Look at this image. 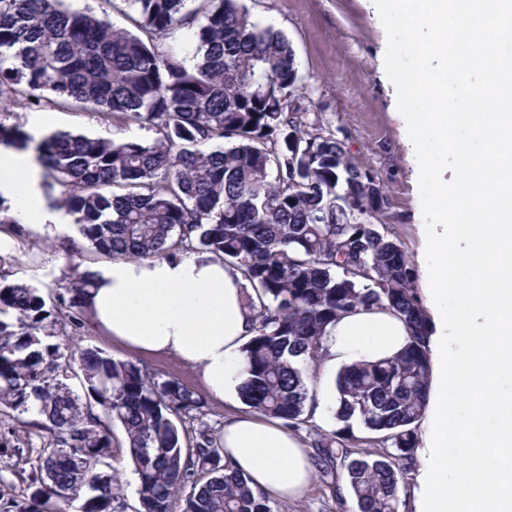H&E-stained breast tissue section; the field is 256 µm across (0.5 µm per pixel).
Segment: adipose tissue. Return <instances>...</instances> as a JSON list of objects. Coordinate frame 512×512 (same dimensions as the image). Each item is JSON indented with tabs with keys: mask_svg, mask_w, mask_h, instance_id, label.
<instances>
[{
	"mask_svg": "<svg viewBox=\"0 0 512 512\" xmlns=\"http://www.w3.org/2000/svg\"><path fill=\"white\" fill-rule=\"evenodd\" d=\"M34 152L0 144V202L19 224L45 231L67 221L50 205ZM82 305L106 337L140 354H164L198 369L209 390L223 395L242 380V347L251 336L241 274L209 253L162 259H115L89 269ZM408 336L403 321L385 311L341 317L323 359L325 369L389 358ZM224 457L275 498H297L314 466L300 439L254 415L231 419L220 437Z\"/></svg>",
	"mask_w": 512,
	"mask_h": 512,
	"instance_id": "ef3b65f1",
	"label": "adipose tissue"
}]
</instances>
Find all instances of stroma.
I'll return each instance as SVG.
<instances>
[{
  "label": "stroma",
  "instance_id": "stroma-1",
  "mask_svg": "<svg viewBox=\"0 0 512 512\" xmlns=\"http://www.w3.org/2000/svg\"><path fill=\"white\" fill-rule=\"evenodd\" d=\"M261 24L280 31L290 42L297 63V92L307 111L308 131L332 133L343 141L347 154L360 169L383 181L388 207L374 217L409 255L414 269H421L424 222L419 166L404 118L397 108V94L386 75L384 59L387 36L373 0H244ZM47 132L76 131L91 137L109 131L91 113L43 108ZM13 261L6 272L43 293L58 296L76 282L85 269L104 264L79 234L76 224L63 225L53 233L16 226L12 237ZM50 343L63 347L76 343L102 350L118 360L132 361L158 380H174L201 396L204 416L186 419L189 429L207 425L220 436L231 415L247 413L240 398L226 399L209 392L197 369L167 355L133 354L102 335L91 321L81 327L67 320L48 324ZM28 413H0V512L8 499L20 498L26 483L38 475L36 457L41 440L26 433ZM276 512H357L341 462L315 477L295 500H276Z\"/></svg>",
  "mask_w": 512,
  "mask_h": 512
}]
</instances>
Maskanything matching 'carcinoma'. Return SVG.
Here are the masks:
<instances>
[{
	"label": "carcinoma",
	"instance_id": "1",
	"mask_svg": "<svg viewBox=\"0 0 512 512\" xmlns=\"http://www.w3.org/2000/svg\"><path fill=\"white\" fill-rule=\"evenodd\" d=\"M129 2L136 34L64 0H0V134L20 136L6 121L43 107L89 111L112 128L109 137L46 136L44 179L60 187L101 255L202 250L241 273L253 336L238 395L269 418L305 423L337 319L398 314L409 327L405 347L338 371L342 427L316 441L349 459L358 512H397L399 461L412 456L426 407L427 316L406 252L368 221L388 205L381 183L348 161L333 134L302 130L300 113L288 111L294 51L241 0ZM186 29L197 38L191 65L172 44ZM133 127L155 137L131 136ZM88 287L82 277L67 304L49 305L33 286L0 278V407L32 412L25 427L46 434L39 477L17 512H70L78 488L88 491L79 512H116V477L105 466L121 446L138 475L140 512H273L219 440L184 430L179 419L202 407L192 391L97 349L64 354L44 340L62 307L76 324ZM74 363L81 394L60 379ZM107 420L120 422L125 443ZM355 425L374 437H355ZM363 444L380 452L352 457Z\"/></svg>",
	"mask_w": 512,
	"mask_h": 512
}]
</instances>
